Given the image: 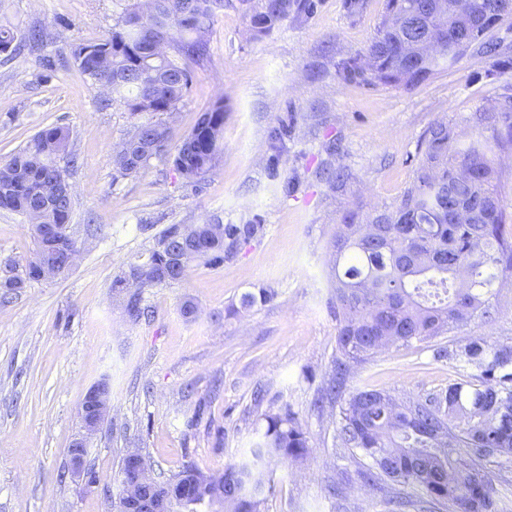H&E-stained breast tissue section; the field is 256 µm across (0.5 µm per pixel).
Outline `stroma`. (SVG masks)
Instances as JSON below:
<instances>
[{
    "label": "stroma",
    "instance_id": "1",
    "mask_svg": "<svg viewBox=\"0 0 512 512\" xmlns=\"http://www.w3.org/2000/svg\"><path fill=\"white\" fill-rule=\"evenodd\" d=\"M310 14L254 34L239 0L211 21L207 52L169 121L183 138L201 115L224 109L219 160L201 184L167 159L116 177L113 154L148 113L102 106L103 90L76 68H50L60 50L111 32L124 0H0V18L54 39L0 55V162L42 128L68 127L78 157L70 232L79 256L67 272L29 281L0 302V512H112L120 460L139 449L167 479L187 465L218 474L247 455L265 417L290 411L310 448L303 464L277 463L264 512H385L386 490L356 481L352 451L336 441V406L316 398L335 377L336 311L330 242L342 215L389 208L412 185L420 142L438 122H457L487 99L512 93V70L470 53L417 85L344 80L342 62L363 53L385 0H314ZM279 131V149L270 135ZM344 167V185L326 180ZM256 224L219 266L198 259L178 281L141 291L148 315L133 322L116 279L149 260L171 225ZM35 250L31 226L0 209V278L22 271ZM269 298L242 307L244 294ZM195 316L182 313L185 303ZM498 312L428 342L392 345L353 366L345 393L400 399L447 389L457 379L435 347L483 338L512 344V288ZM99 383L112 414L88 443L99 481L70 476L68 450L79 408ZM340 494H331V487Z\"/></svg>",
    "mask_w": 512,
    "mask_h": 512
}]
</instances>
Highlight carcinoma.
<instances>
[{
	"instance_id": "carcinoma-1",
	"label": "carcinoma",
	"mask_w": 512,
	"mask_h": 512,
	"mask_svg": "<svg viewBox=\"0 0 512 512\" xmlns=\"http://www.w3.org/2000/svg\"><path fill=\"white\" fill-rule=\"evenodd\" d=\"M252 29L266 35L282 20L300 17L312 0H240ZM503 0H466V11L451 10L452 0H386L384 14L370 44L359 58L342 67L344 78L369 84L410 87L456 64L470 51L493 58L492 66L512 70V48L490 39L501 22ZM224 0H153L130 3L112 28L95 42L78 44L71 59L98 85L112 84L125 108L172 113L191 85L190 64L203 59L204 38ZM165 28L170 36L164 53L155 51L151 35ZM424 37L439 47L434 57L411 52ZM0 23V54L14 55L51 40L43 27L29 31L24 42ZM474 131L463 139L452 123L428 129L420 144L422 159L415 180L390 209L365 217L355 211L341 217L331 241L334 304L339 318L336 378L325 397L339 400L336 440L365 459L358 482L374 487L384 480L418 488L429 501L450 512H499L500 496L485 463H512V344L476 338L455 348L441 347L435 357L465 370H475L448 384V389L416 400L399 401L384 391L358 390L341 398L352 364L371 358L393 344L434 339L496 314L499 289L512 274V211L501 194L496 157L512 152V95H500L464 118ZM223 107L200 117L184 143L171 146V127L162 120L139 128L166 141L165 150L146 158L116 152L113 163L122 177L145 169L159 156L171 160L186 179L205 181L219 152ZM64 126L39 131L22 149L0 164V208L23 216L29 224H54L60 235L53 246L38 239L26 277L0 281L3 294L39 278L40 264L59 253L77 250L66 233L70 207L47 204L62 188L64 172L75 165ZM254 224H226L224 235L202 237L197 257L221 264L240 241L251 238ZM181 232L172 225L159 237L150 261L131 268L139 287L175 281L170 253ZM308 440L293 414L265 416V426L249 455L228 464L220 475L184 467L168 479L174 485L191 480L199 498L210 503L224 497V512H262L272 465L282 459L303 462Z\"/></svg>"
}]
</instances>
